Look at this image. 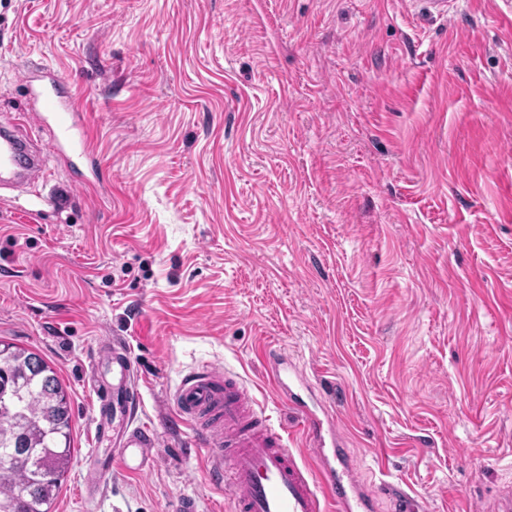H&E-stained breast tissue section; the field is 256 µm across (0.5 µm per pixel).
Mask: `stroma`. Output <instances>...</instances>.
<instances>
[{
    "instance_id": "1",
    "label": "stroma",
    "mask_w": 512,
    "mask_h": 512,
    "mask_svg": "<svg viewBox=\"0 0 512 512\" xmlns=\"http://www.w3.org/2000/svg\"><path fill=\"white\" fill-rule=\"evenodd\" d=\"M512 0H0V125L41 64L105 166L0 191V341L57 370L72 462L53 512H232L176 425L180 375L239 374L305 460L261 353L334 415L376 512H492L512 485ZM128 343L153 468L100 493L88 384Z\"/></svg>"
}]
</instances>
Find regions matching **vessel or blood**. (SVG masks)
<instances>
[{"mask_svg": "<svg viewBox=\"0 0 512 512\" xmlns=\"http://www.w3.org/2000/svg\"><path fill=\"white\" fill-rule=\"evenodd\" d=\"M26 84L31 112L52 128L53 137L41 154L14 130L1 129L0 171L17 187L46 178L48 155L74 169L95 171L97 158L76 99L60 91L55 77L36 69L29 71ZM267 363L277 390L301 415L315 463L298 459L237 374L207 363L182 373L173 401L178 423L204 441L210 480L223 484L236 512H372V495L356 478L357 467L333 415H318L305 405L303 378L282 355H268ZM104 364L111 366V376L101 372ZM90 373L97 431L102 436L117 432L115 453L96 456L87 472L86 486L92 491L111 473L113 458H120L126 473L149 470L158 435L135 420L142 402L139 376L121 338L99 350Z\"/></svg>", "mask_w": 512, "mask_h": 512, "instance_id": "b4317fda", "label": "vessel or blood"}]
</instances>
